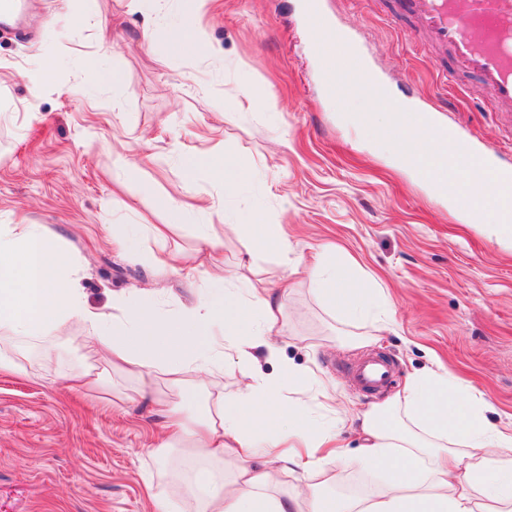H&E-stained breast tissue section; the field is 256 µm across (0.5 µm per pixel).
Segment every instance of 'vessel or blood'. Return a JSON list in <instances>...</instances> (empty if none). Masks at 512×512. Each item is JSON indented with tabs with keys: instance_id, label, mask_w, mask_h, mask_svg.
<instances>
[{
	"instance_id": "b4317fda",
	"label": "vessel or blood",
	"mask_w": 512,
	"mask_h": 512,
	"mask_svg": "<svg viewBox=\"0 0 512 512\" xmlns=\"http://www.w3.org/2000/svg\"><path fill=\"white\" fill-rule=\"evenodd\" d=\"M304 13L310 26L324 30L312 43L317 62L325 68L340 69L341 76L331 85V92L344 94L356 89L385 97V87L361 68L353 41L325 29L324 0H305ZM397 14L415 21L429 44L439 51L436 64L446 81L456 83L462 76H476L489 93L491 111L512 112V0H399ZM329 43L334 52L328 57L324 47ZM428 127L427 113L402 111L392 133L408 139ZM433 135L452 159L463 162L462 168L452 167L447 173L460 206H470L479 193L478 175L512 181L511 170L491 164L489 153L464 147L452 128L434 129ZM388 376V364L379 359L365 360L356 374L359 383L371 388L384 383Z\"/></svg>"
}]
</instances>
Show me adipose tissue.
Segmentation results:
<instances>
[{"label":"adipose tissue","mask_w":512,"mask_h":512,"mask_svg":"<svg viewBox=\"0 0 512 512\" xmlns=\"http://www.w3.org/2000/svg\"><path fill=\"white\" fill-rule=\"evenodd\" d=\"M208 0H192L171 30L169 44L208 56L210 43L198 16ZM424 152L411 157L408 146L390 142L398 166L423 171L448 165V152L427 133ZM187 177L199 172L224 186L225 195L249 180L248 171L221 156L186 158ZM251 253L275 252L287 259L288 245L259 212L232 224ZM223 273V297L203 299L175 316L153 302L126 304L122 317L108 318L86 305L82 287L68 274L69 263L38 225L10 224L0 230V330L17 336H47L67 319L82 323L85 358L69 375L78 389L104 387L95 361L149 384L167 376L177 392H205L210 379L223 376L225 363L239 367L248 385L236 395H215L201 416L162 403L167 433L163 448L186 449L195 460L183 480L196 512H512V432L491 424L489 403L455 386L447 374L427 371L413 377L403 395L357 415L356 451L336 446L326 464L360 468L384 483L383 491L363 497H336L332 474H323L320 492L302 497L284 488L279 475L309 470L318 453L334 443L336 428L295 407L283 394L292 387L308 401L325 396L324 381L310 368L282 365L278 375L263 374L259 359L278 360L273 338L281 331L287 288L272 289L242 267L212 262ZM311 291L329 311L354 322L386 324L391 305L382 289L355 278L346 259L326 256L304 273Z\"/></svg>","instance_id":"obj_1"}]
</instances>
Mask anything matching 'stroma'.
<instances>
[{"label":"stroma","instance_id":"1","mask_svg":"<svg viewBox=\"0 0 512 512\" xmlns=\"http://www.w3.org/2000/svg\"><path fill=\"white\" fill-rule=\"evenodd\" d=\"M10 32L0 31V225L35 224L56 240L81 279L86 301L112 310L118 292L150 296L171 313L210 288L112 242L116 224L165 225L146 251L193 256L200 225L221 239L228 265L278 284L277 256L249 255L224 233V218L263 211L285 232L291 256L314 264L320 246L340 247L356 270L384 288L394 309L388 330L331 318L308 283L291 288L278 343L280 363L319 369L334 399L330 413L355 416L402 392L417 372H447L491 402V421L512 430V235H492L454 202L435 197L423 176L397 168L357 114L364 93L332 96L311 56L303 0H210L201 16L212 52L159 54L191 0H19ZM328 16L359 49L362 68L390 98L453 125L475 149L512 168V120L487 111L475 78L446 84L423 54L417 27L393 25L394 0H325ZM84 26L74 31L72 21ZM100 57L119 86L89 83L83 62ZM56 61L52 80L23 79L39 59ZM273 98L279 112L247 109ZM213 153L256 172L232 196L206 175L187 181L184 157ZM123 158L116 166L115 158ZM166 196L213 202L175 223L154 203ZM82 328L62 322L50 337L4 338L22 372L0 373V512H153L146 478L167 482L185 461L175 448L153 454L161 436L155 379L143 396L113 407L103 394L74 391L64 376L83 361ZM390 359V382L368 392L353 370L363 358Z\"/></svg>","mask_w":512,"mask_h":512}]
</instances>
